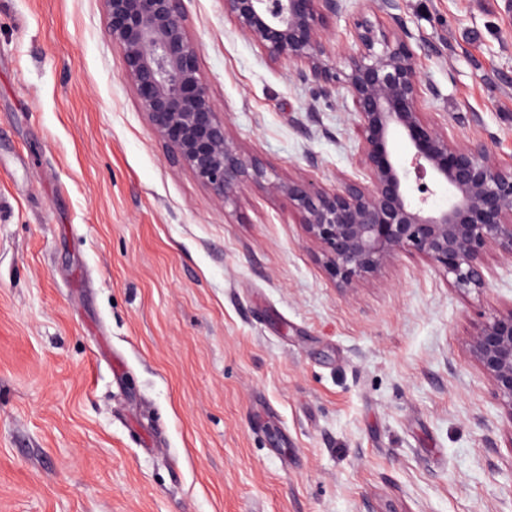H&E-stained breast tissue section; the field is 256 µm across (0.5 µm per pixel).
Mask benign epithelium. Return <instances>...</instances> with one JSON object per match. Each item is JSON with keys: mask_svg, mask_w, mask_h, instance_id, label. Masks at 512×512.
I'll return each instance as SVG.
<instances>
[{"mask_svg": "<svg viewBox=\"0 0 512 512\" xmlns=\"http://www.w3.org/2000/svg\"><path fill=\"white\" fill-rule=\"evenodd\" d=\"M371 12L353 18L356 50L343 65L325 41L344 0H224V13L266 57L304 64L323 93L342 88L351 100L364 178L342 175L327 190L310 179L268 176L228 132L200 72L184 0H103L107 35L122 56L121 77L175 167L189 171L227 204L248 186L288 200L318 260L341 288L374 278L400 253L424 259L460 291L487 287L485 253L512 260V165L482 142H462L429 121L422 102L433 94L419 70L402 0H366ZM409 140L410 161L391 145ZM415 186L407 190L409 180ZM448 205L434 207L435 188ZM470 357L490 381L512 423V309L492 317L468 339Z\"/></svg>", "mask_w": 512, "mask_h": 512, "instance_id": "obj_1", "label": "benign epithelium"}]
</instances>
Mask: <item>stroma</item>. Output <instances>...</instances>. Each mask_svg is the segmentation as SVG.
<instances>
[{
	"instance_id": "1",
	"label": "stroma",
	"mask_w": 512,
	"mask_h": 512,
	"mask_svg": "<svg viewBox=\"0 0 512 512\" xmlns=\"http://www.w3.org/2000/svg\"><path fill=\"white\" fill-rule=\"evenodd\" d=\"M270 176L357 175L345 91L185 0ZM428 120L512 164V0H404ZM402 253L337 287L287 200L172 166L102 0H0V512H512V422L466 343L512 263Z\"/></svg>"
}]
</instances>
